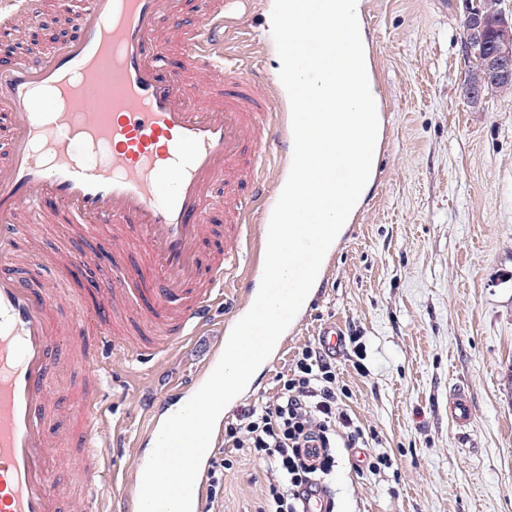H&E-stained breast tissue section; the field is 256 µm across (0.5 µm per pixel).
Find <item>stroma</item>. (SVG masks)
<instances>
[{"mask_svg":"<svg viewBox=\"0 0 512 512\" xmlns=\"http://www.w3.org/2000/svg\"><path fill=\"white\" fill-rule=\"evenodd\" d=\"M79 0H44L43 11L1 30L12 58L48 52L66 37V12ZM464 0H365L373 75L382 89L377 176L354 224L336 245L323 288L314 293L288 345L244 391L249 403L271 397L299 346L336 322L366 351L365 374L354 351L336 360V383L372 449L387 467L357 473L351 448L336 451L328 485L343 512H512V98L463 100ZM268 0H248L224 36L229 65L253 77L277 112L287 113L264 34ZM53 31L38 37L35 27ZM102 237L72 224H35L19 241V267L35 262L47 286L67 280L65 252L101 254ZM264 257L251 254L242 285H229L210 326L167 357L116 365L94 403L99 440L121 436L99 462L107 475L133 468L149 424L141 396L189 380L224 334V321L255 287ZM80 370L59 369L57 408L48 427L62 512H73L84 471L73 457L88 402L75 388ZM471 396L472 418L448 416L456 389ZM264 470L236 455L220 494L205 493L208 512H258Z\"/></svg>","mask_w":512,"mask_h":512,"instance_id":"obj_1","label":"stroma"}]
</instances>
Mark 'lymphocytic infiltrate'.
<instances>
[{
    "instance_id": "1",
    "label": "lymphocytic infiltrate",
    "mask_w": 512,
    "mask_h": 512,
    "mask_svg": "<svg viewBox=\"0 0 512 512\" xmlns=\"http://www.w3.org/2000/svg\"><path fill=\"white\" fill-rule=\"evenodd\" d=\"M262 406H244L224 432V445L262 460L267 480L259 512H303L301 497L326 483L336 467V446L368 444L344 409L336 365L319 347H299Z\"/></svg>"
}]
</instances>
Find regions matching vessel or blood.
Returning a JSON list of instances; mask_svg holds the SVG:
<instances>
[{"mask_svg":"<svg viewBox=\"0 0 512 512\" xmlns=\"http://www.w3.org/2000/svg\"><path fill=\"white\" fill-rule=\"evenodd\" d=\"M244 0H197L198 22L183 30L181 68L170 67L159 34L178 24L181 0H87L75 37L44 56L0 61V116L10 125L8 161L0 164V512H57L48 461L46 415L52 368L62 344L54 289L36 288L35 270L16 266L25 213L30 223L55 216L86 234L115 225L143 242L147 265H124L86 303L105 321L138 285L140 317L153 337L128 345L100 329L88 342L127 360L166 354L209 326L230 276L248 255L245 240L265 241L248 204L261 191L269 143L286 133L254 79L224 62V21ZM224 189L225 234L232 243L202 259L205 216ZM323 349L342 355L336 324L319 332ZM222 348L178 391L155 389L149 412L190 399L217 365ZM448 415L472 417L468 394L455 391ZM81 449L91 463L106 454L93 412L82 416ZM141 479H122L112 512H129Z\"/></svg>","mask_w":512,"mask_h":512,"instance_id":"obj_1","label":"vessel or blood"}]
</instances>
